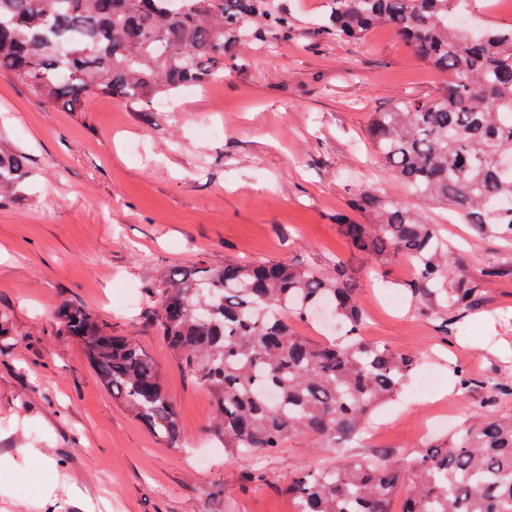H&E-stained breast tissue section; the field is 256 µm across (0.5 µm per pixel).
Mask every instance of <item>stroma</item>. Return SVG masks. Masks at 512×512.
I'll return each mask as SVG.
<instances>
[{
  "label": "stroma",
  "mask_w": 512,
  "mask_h": 512,
  "mask_svg": "<svg viewBox=\"0 0 512 512\" xmlns=\"http://www.w3.org/2000/svg\"><path fill=\"white\" fill-rule=\"evenodd\" d=\"M299 40L238 44L235 67L202 96L161 104L153 126L108 96L73 111L0 74V135L30 159L24 197L0 207V316L15 344L0 355V512H295L288 478L333 463L302 435L244 459L212 447L214 409L153 329L144 287L156 270L224 261L343 265L366 316L363 336L418 355L434 386L410 379L349 444L354 459H411L483 414L512 415V245L478 236L417 199L371 160L373 113L436 95L443 77L390 29L363 43L317 35L326 0H276ZM222 134L204 137L205 124ZM438 225L477 288L462 326L445 332L406 295L412 262L371 265L339 231L352 180ZM122 290V305L106 298ZM83 304L158 363L185 435L171 448L102 390L80 351L55 335V309ZM476 384L457 395L449 369ZM258 469L262 482L245 480Z\"/></svg>",
  "instance_id": "obj_1"
}]
</instances>
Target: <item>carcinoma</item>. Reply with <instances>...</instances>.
Segmentation results:
<instances>
[{"mask_svg":"<svg viewBox=\"0 0 512 512\" xmlns=\"http://www.w3.org/2000/svg\"><path fill=\"white\" fill-rule=\"evenodd\" d=\"M457 0H327L318 35L364 42L386 26L446 78L436 96L373 113L376 155L424 201L445 205L480 235L512 245V27H452ZM298 36L273 0H0V74L40 99L73 109L109 95L144 119L158 103L203 88L228 69L244 36ZM28 155L0 143V204L23 197ZM354 206L373 223L347 221L343 236L376 260L407 258L402 284L431 304L445 331L470 310L475 289L452 247L409 205L367 188ZM152 324L170 353L213 401L211 441L241 456L271 454L293 434L336 461L288 479L296 512H389L405 461L385 453L351 460L346 446L391 400L420 359L361 336L364 312L343 270L325 274L287 260L166 269L146 288ZM326 304L344 330L336 342L295 333ZM57 332L81 351L97 382L157 438L182 446L174 404L154 360L135 340L80 303L63 302ZM414 488L401 512H512V416L459 427L413 461Z\"/></svg>","mask_w":512,"mask_h":512,"instance_id":"1","label":"carcinoma"}]
</instances>
